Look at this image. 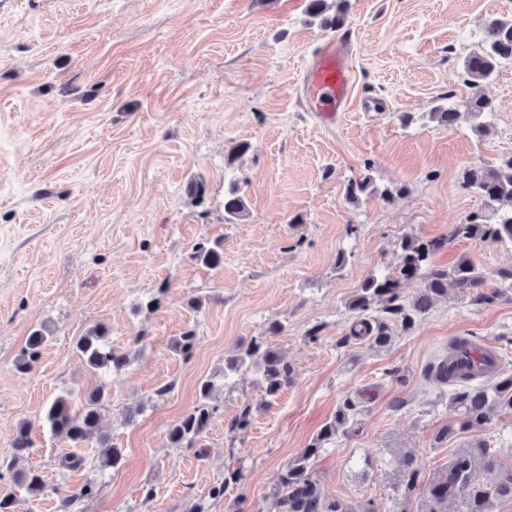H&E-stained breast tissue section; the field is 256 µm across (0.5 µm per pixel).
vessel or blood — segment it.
<instances>
[{
    "mask_svg": "<svg viewBox=\"0 0 512 512\" xmlns=\"http://www.w3.org/2000/svg\"><path fill=\"white\" fill-rule=\"evenodd\" d=\"M351 71L335 43L324 45L307 65L303 84L312 112L324 125L336 122L347 111Z\"/></svg>",
    "mask_w": 512,
    "mask_h": 512,
    "instance_id": "vessel-or-blood-1",
    "label": "vessel or blood"
}]
</instances>
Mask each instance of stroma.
I'll list each match as a JSON object with an SVG mask.
<instances>
[{"instance_id": "1", "label": "stroma", "mask_w": 512, "mask_h": 512, "mask_svg": "<svg viewBox=\"0 0 512 512\" xmlns=\"http://www.w3.org/2000/svg\"><path fill=\"white\" fill-rule=\"evenodd\" d=\"M304 8L0 0V490L12 468L39 470L53 488L18 512H60V494L89 480L98 491L73 512H269L279 475L347 398L358 431L309 462L325 498L393 512L409 455L429 477L481 447L512 464V412L435 442L454 414L450 387L428 376L463 337L512 373L511 289L485 306L448 293L411 328L389 322L384 345L351 336L346 306L381 262H397L396 242L446 239L482 208L461 187L465 167L512 153V65L477 87L462 66L481 22L512 15V0H350L337 32L309 23ZM331 40L352 84L348 112L328 128L308 112L301 82ZM475 94L495 107L489 137L465 114L451 127L430 119L444 98ZM364 177L369 193L349 199L348 182ZM235 186L247 211L230 224L224 198ZM203 239L222 240L220 268L193 259ZM462 254L488 286L512 271V246L490 240L454 242L434 260ZM100 323L130 359L109 382L102 422L122 461L102 473L89 465L97 445L81 448L86 465L64 467L69 442L37 423L51 398L67 392L79 405L96 385L73 343ZM42 325L52 340L21 371ZM189 327L197 345L186 361L172 341ZM257 338L293 368L269 406L254 372H223ZM221 375L201 441L169 447L200 382ZM246 407L252 420L238 436L228 424ZM25 418L35 446L19 454L11 443ZM235 469L241 480L212 499Z\"/></svg>"}]
</instances>
